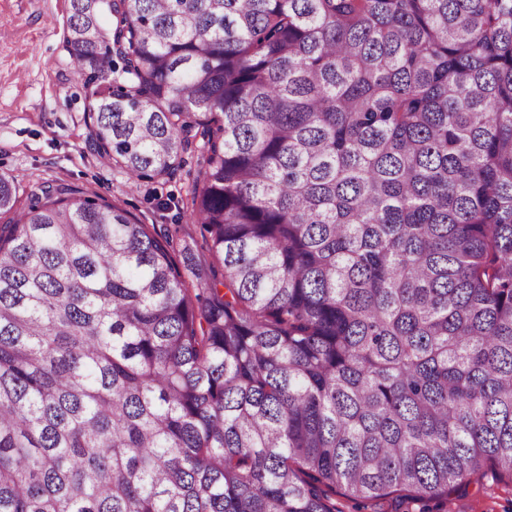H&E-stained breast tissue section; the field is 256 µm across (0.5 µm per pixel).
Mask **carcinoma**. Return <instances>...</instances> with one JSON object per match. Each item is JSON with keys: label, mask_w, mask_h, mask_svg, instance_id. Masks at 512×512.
I'll use <instances>...</instances> for the list:
<instances>
[{"label": "carcinoma", "mask_w": 512, "mask_h": 512, "mask_svg": "<svg viewBox=\"0 0 512 512\" xmlns=\"http://www.w3.org/2000/svg\"><path fill=\"white\" fill-rule=\"evenodd\" d=\"M96 152L0 176V512H336L512 477V0H69Z\"/></svg>", "instance_id": "carcinoma-1"}]
</instances>
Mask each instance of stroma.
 Here are the masks:
<instances>
[{"mask_svg": "<svg viewBox=\"0 0 512 512\" xmlns=\"http://www.w3.org/2000/svg\"><path fill=\"white\" fill-rule=\"evenodd\" d=\"M69 0H0V175L18 196L37 182L62 180L119 198L123 207L157 229L175 233L177 246L199 238L198 225L158 208L183 196L185 180L127 183L124 174L88 144L86 99L66 44ZM449 512H512V482L486 477L448 496Z\"/></svg>", "mask_w": 512, "mask_h": 512, "instance_id": "obj_1", "label": "stroma"}]
</instances>
